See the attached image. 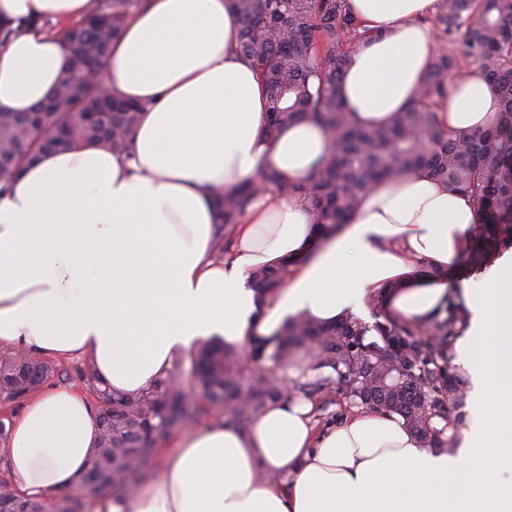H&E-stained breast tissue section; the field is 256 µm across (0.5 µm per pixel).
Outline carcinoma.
Returning <instances> with one entry per match:
<instances>
[{
  "label": "carcinoma",
  "mask_w": 512,
  "mask_h": 512,
  "mask_svg": "<svg viewBox=\"0 0 512 512\" xmlns=\"http://www.w3.org/2000/svg\"><path fill=\"white\" fill-rule=\"evenodd\" d=\"M242 22L239 53L268 88L264 131L274 136L293 122L312 120L331 143L330 151L304 180L290 182L267 170L256 182L214 192V249L231 250L232 231L251 197L273 191L305 199L312 220L331 232L348 222L364 195L378 182L395 180L422 167L474 206L483 231L468 253L477 269L512 249V0H437L429 22L440 43L412 104L383 128L357 124L344 107L338 87L351 55L374 37L351 11L348 0H229ZM146 0H97L94 12L70 26L77 48L61 78L50 112H0V194L30 164L28 156L47 143L33 136L43 127L66 131V148L98 145L129 152V136L140 106L118 97L107 82L93 83L76 63L91 53L97 64L108 55L127 17ZM490 83L499 110L493 125L468 133L442 127L438 101L465 64ZM288 263L252 273V287L264 301L285 284ZM470 313L450 302L422 320L386 316L369 325L347 315L334 325L300 316L288 318L269 336L250 340L249 358L224 340L201 344L146 389L118 393L92 364L79 371L97 393L98 438L74 493L57 512H84L102 491L130 494L150 475L155 447L173 432L212 414L241 431L265 407L285 396L279 370L303 354L305 367L293 390L309 395L346 383L350 406L403 415L417 436L434 448L455 445L466 383L448 359L449 346L469 324ZM190 383L205 396L187 395ZM55 372L32 355L0 356V399L16 401ZM42 499L24 497L0 479V512H42Z\"/></svg>",
  "instance_id": "cac0c4a2"
}]
</instances>
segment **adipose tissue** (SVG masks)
Here are the masks:
<instances>
[{
	"mask_svg": "<svg viewBox=\"0 0 512 512\" xmlns=\"http://www.w3.org/2000/svg\"><path fill=\"white\" fill-rule=\"evenodd\" d=\"M435 2L349 0L374 33L340 84L360 125L385 126L414 99L436 48L424 22ZM94 8L0 0V19L34 22L0 45V111H29L57 83L65 45L42 22ZM240 29L227 0H148L127 19L101 75L143 108L130 153L48 152L0 194V347L86 357L114 391L133 393L215 336L238 343L298 314L361 318L374 295L390 315L420 319L453 293L471 313L455 348L473 384L455 451L369 409L320 434L310 404L280 401L249 430L213 423L183 435L157 482L102 495L96 512H512V251L451 286L447 271L481 231L465 197L414 170L377 183L325 237L303 201L262 191L234 230L232 258H215L211 188L268 168L301 179L330 149L311 121L263 134L266 91L238 52ZM497 110L475 75L455 79L437 107L461 132ZM286 261L285 286L257 303L252 270ZM97 436L85 396L53 389L28 402L0 452L16 487L44 497L75 486Z\"/></svg>",
	"mask_w": 512,
	"mask_h": 512,
	"instance_id": "adipose-tissue-1",
	"label": "adipose tissue"
}]
</instances>
